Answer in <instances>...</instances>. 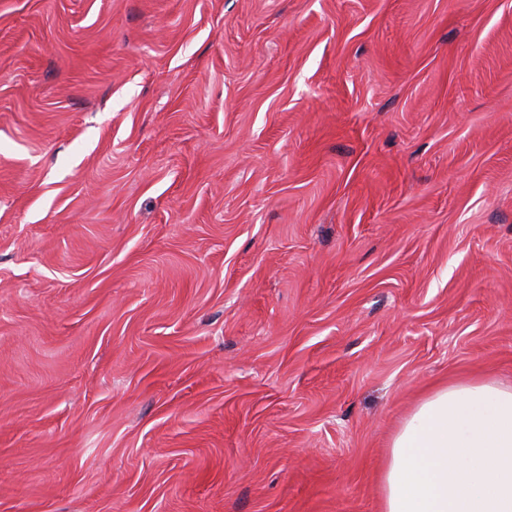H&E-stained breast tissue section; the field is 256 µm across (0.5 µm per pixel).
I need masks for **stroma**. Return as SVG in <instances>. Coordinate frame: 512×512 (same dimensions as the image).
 <instances>
[{
    "label": "stroma",
    "mask_w": 512,
    "mask_h": 512,
    "mask_svg": "<svg viewBox=\"0 0 512 512\" xmlns=\"http://www.w3.org/2000/svg\"><path fill=\"white\" fill-rule=\"evenodd\" d=\"M512 385V0H0V512H382Z\"/></svg>",
    "instance_id": "obj_1"
}]
</instances>
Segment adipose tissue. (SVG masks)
<instances>
[{"mask_svg": "<svg viewBox=\"0 0 512 512\" xmlns=\"http://www.w3.org/2000/svg\"><path fill=\"white\" fill-rule=\"evenodd\" d=\"M382 512H512V386L451 382L394 433Z\"/></svg>", "mask_w": 512, "mask_h": 512, "instance_id": "1", "label": "adipose tissue"}]
</instances>
